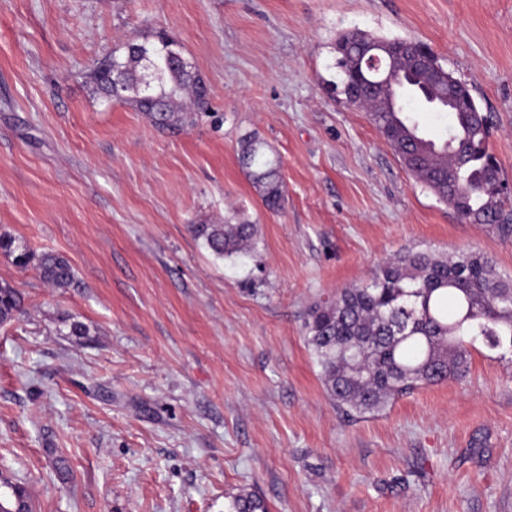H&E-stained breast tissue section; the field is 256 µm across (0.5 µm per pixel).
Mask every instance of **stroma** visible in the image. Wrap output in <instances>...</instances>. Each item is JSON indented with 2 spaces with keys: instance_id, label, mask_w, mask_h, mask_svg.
<instances>
[{
  "instance_id": "35a3bbf8",
  "label": "stroma",
  "mask_w": 512,
  "mask_h": 512,
  "mask_svg": "<svg viewBox=\"0 0 512 512\" xmlns=\"http://www.w3.org/2000/svg\"><path fill=\"white\" fill-rule=\"evenodd\" d=\"M354 29L427 44L490 115L512 185V0H0V232L78 280L0 253L21 296L0 325V470L33 512H225L240 492L269 512H512V361L478 344L465 379L348 415L306 343L313 302L410 250L512 276V240L321 84ZM159 30L209 87L182 127L88 78ZM248 134L280 163V210L240 165ZM231 215L259 236L223 260L189 227ZM0 252L12 257L16 266L26 269L34 264L41 279L54 288H74L77 278L70 262L63 256L44 252L37 258L19 239L7 232L0 233Z\"/></svg>"
}]
</instances>
